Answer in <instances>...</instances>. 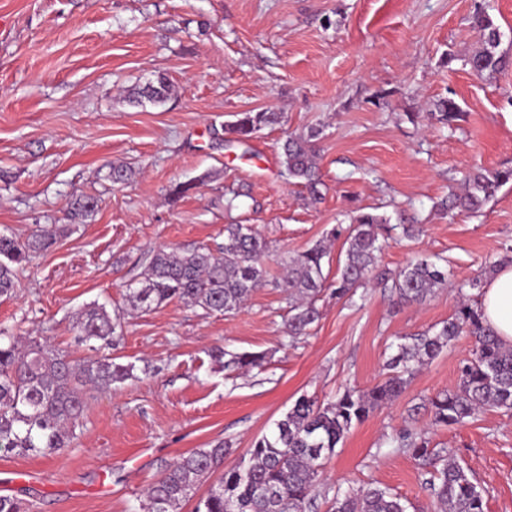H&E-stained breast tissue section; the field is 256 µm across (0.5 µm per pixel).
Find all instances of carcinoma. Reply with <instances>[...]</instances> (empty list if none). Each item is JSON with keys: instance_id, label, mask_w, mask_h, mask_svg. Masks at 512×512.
<instances>
[{"instance_id": "obj_1", "label": "carcinoma", "mask_w": 512, "mask_h": 512, "mask_svg": "<svg viewBox=\"0 0 512 512\" xmlns=\"http://www.w3.org/2000/svg\"><path fill=\"white\" fill-rule=\"evenodd\" d=\"M480 47L463 59L462 65L482 77L512 64V56L499 50L500 29L486 14L476 18ZM171 94L168 80L159 76L132 88L127 100L135 106H159ZM439 120L450 122L459 108L452 99L437 104ZM283 113L273 110L240 112L222 127L219 140L243 144L265 128L283 123ZM322 129L290 134L281 155L288 178L303 186L313 203L322 199V175L315 142ZM512 181V169L476 171L466 176L464 190L453 195L444 209L477 211ZM68 217L82 223L98 209V199L80 194L68 203ZM67 226L54 232L36 233L25 240L0 234V297L15 288L14 266L51 249ZM387 220L362 212L347 228L332 229L333 239L344 237L346 259L336 280L327 282L324 259L328 246L319 240L285 263L286 273L273 281L288 295V336H305L319 318L316 298L326 287L338 299L354 296L369 280L388 236ZM270 257L265 238L252 224L224 225V246L218 251L200 246L189 252L155 251L141 279L127 285L126 297L134 311H151L172 300L223 314L239 311L251 293L267 282ZM448 285V269L429 258L408 262L391 276V289L403 304L421 303ZM122 328L121 315H111L106 306L94 303L81 311L73 330L86 341L106 347ZM474 338L470 356L460 367L459 382L452 390L429 400L432 422L450 426L479 412L498 409L512 413V345L505 344L484 323L479 296L463 301L454 316L438 329L402 336L387 360L386 377L372 388L345 389L335 399L321 402L299 396L275 423L269 434L256 439L249 458L211 480L224 461L229 444L219 442L197 448L177 459L146 492L145 512H176L183 502L196 500L194 512H310L316 498L321 468L357 423L376 408L399 397L411 378L458 336ZM211 357L224 369L260 368L264 352L227 353L217 347ZM134 365L117 364L108 357L75 363L37 340L26 348L0 328V453L51 455L71 446L74 434L68 425L82 417L93 392L112 388V383L132 375ZM430 475L428 485L441 512H485L484 496L468 470L448 456L446 448H432L424 436L405 429L393 440ZM209 485L198 494L200 485ZM410 501L379 485L333 497L331 512H409Z\"/></svg>"}]
</instances>
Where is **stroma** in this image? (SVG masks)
I'll list each match as a JSON object with an SVG mask.
<instances>
[{
  "instance_id": "1",
  "label": "stroma",
  "mask_w": 512,
  "mask_h": 512,
  "mask_svg": "<svg viewBox=\"0 0 512 512\" xmlns=\"http://www.w3.org/2000/svg\"><path fill=\"white\" fill-rule=\"evenodd\" d=\"M485 10L512 52V0H0V232L26 238L65 223L75 193L98 197L92 218L59 237L0 298V327L37 338L80 363L94 357L73 324L98 302L125 314L110 354L134 375L96 393L69 448L0 455V494L30 512H142L145 489L181 455L220 441L235 466L303 394L331 400L385 376L399 337L441 327L462 283L512 265V182L476 213L445 215L438 202L476 168H512V67L476 77L460 59L479 43ZM165 76V104L129 105V88ZM451 98L460 116L433 115ZM272 109L283 126L246 146L213 131L240 112ZM322 128L320 203L285 174L286 134ZM130 167L116 185L112 165ZM197 181L171 202L170 185ZM238 190L226 205V188ZM362 212L395 229L379 270L415 258L448 260L450 287L401 304L371 281L352 300L317 298L309 335L285 334L288 296L254 290L221 315L174 300L130 312L128 283L154 250L218 249L228 224L257 225L271 247L267 269ZM419 224L403 236L399 222ZM263 352V368L227 372L211 348ZM473 340L461 336L392 403L353 427L324 465L316 512L337 489L382 485L413 512H432L427 476L392 446L403 428L447 449L483 486L485 512H512V413L488 410L432 424L421 406L454 388Z\"/></svg>"
}]
</instances>
